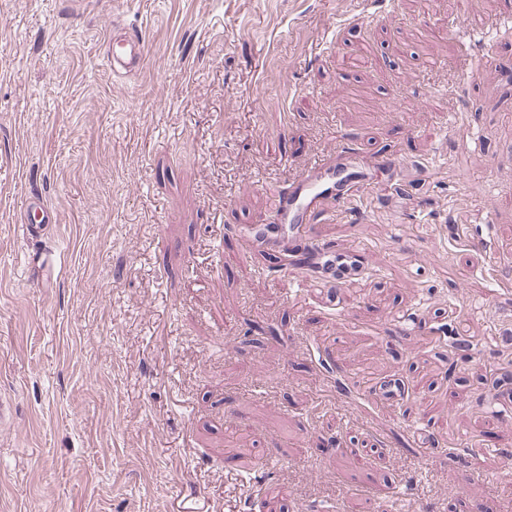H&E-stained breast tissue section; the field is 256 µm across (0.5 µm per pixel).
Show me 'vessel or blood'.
Instances as JSON below:
<instances>
[{"instance_id":"vessel-or-blood-1","label":"vessel or blood","mask_w":512,"mask_h":512,"mask_svg":"<svg viewBox=\"0 0 512 512\" xmlns=\"http://www.w3.org/2000/svg\"><path fill=\"white\" fill-rule=\"evenodd\" d=\"M106 55L114 76L133 77L143 65L145 38L128 29L113 33L106 42ZM385 163L381 155L351 163L340 153L332 162L309 166L287 187L275 190L274 231H258L245 240V247H263L268 256L278 259L282 281L307 284L315 280L333 288L346 286L364 271L361 253L355 248L346 252L334 249L315 233L312 218L334 201L346 209H357L362 201L359 187L371 183L373 171ZM56 221V211L42 194L32 192L24 201L16 230L23 241L37 242Z\"/></svg>"}]
</instances>
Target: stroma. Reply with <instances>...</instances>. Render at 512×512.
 <instances>
[{
  "mask_svg": "<svg viewBox=\"0 0 512 512\" xmlns=\"http://www.w3.org/2000/svg\"><path fill=\"white\" fill-rule=\"evenodd\" d=\"M511 20L512 0H0V512H512ZM115 25L145 36L128 89ZM347 147L413 172L313 217L364 277L289 292L262 250L223 249ZM32 190L58 215L49 288L14 228Z\"/></svg>",
  "mask_w": 512,
  "mask_h": 512,
  "instance_id": "obj_1",
  "label": "stroma"
}]
</instances>
